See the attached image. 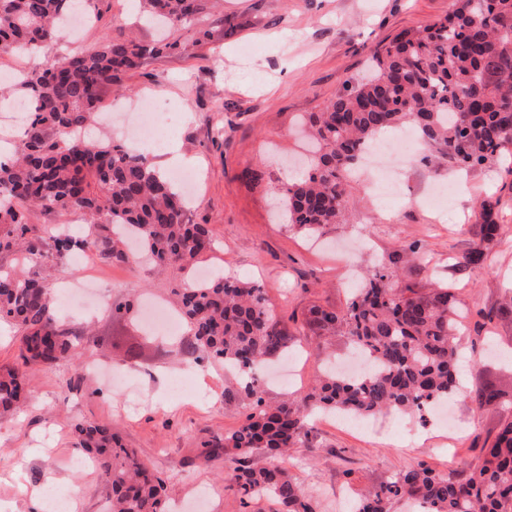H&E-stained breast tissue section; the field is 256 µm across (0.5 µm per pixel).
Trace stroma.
Listing matches in <instances>:
<instances>
[{
    "label": "stroma",
    "instance_id": "obj_1",
    "mask_svg": "<svg viewBox=\"0 0 512 512\" xmlns=\"http://www.w3.org/2000/svg\"><path fill=\"white\" fill-rule=\"evenodd\" d=\"M192 29L171 27L167 40L178 50L147 58L102 96L101 112L142 97L181 115L174 136L185 168L198 172L200 185L189 217L207 225L212 243L201 266L263 285L277 328L288 338L294 381L265 386L274 406L302 401L327 358L348 354L344 336H322L307 323L313 307L345 311L353 277L339 269L337 251L350 250L362 266H384L397 288L428 291L439 284L457 290L469 313L494 310L484 330L463 328L457 338L461 392L452 399L457 440L445 431L425 432L414 416L379 414L385 428L366 432L318 416L309 439L294 449L288 469L322 512H343L358 493L379 486L401 471L421 465L448 474L468 469L480 440L494 437L512 419V406L479 407L474 394L487 385L512 390V169L499 163L456 172L423 146L405 168L406 193L420 195L438 183L453 182L440 213L406 201H384L361 182L349 187V216L312 236L282 219L273 186L288 183L306 169L305 113L319 111L348 81L363 73L380 46L397 34L444 19L453 0H202ZM101 15L79 36L59 32L40 54H0V75L38 70L51 59L94 48L103 35L157 39L140 0H101ZM495 204L504 237L479 268L457 263L479 241L474 214ZM43 255L29 261L20 251L0 254V268L45 278L62 327L80 330L79 361L33 367L21 413L0 415V505L7 512H30L33 490L61 483L72 492L73 512H103L107 488L94 468L79 471L73 426L91 420L112 427L126 447L166 480L171 499L194 490L213 491L208 512H276L270 501L242 503L226 490L221 476L234 464L226 457L200 464L201 442L237 429L253 403L239 391L238 377L217 362L193 366L182 348L183 335L148 331L141 319L145 298L174 302V290L187 275L158 271L145 263L130 267L89 251L57 258L50 227L85 229L81 214L33 207L28 211ZM91 274L104 300L89 316L61 310L64 282ZM97 359L127 374L138 396L108 388L85 371ZM188 375L190 389L173 396L170 385Z\"/></svg>",
    "mask_w": 512,
    "mask_h": 512
}]
</instances>
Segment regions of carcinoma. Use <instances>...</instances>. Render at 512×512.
I'll use <instances>...</instances> for the list:
<instances>
[{
  "instance_id": "obj_1",
  "label": "carcinoma",
  "mask_w": 512,
  "mask_h": 512,
  "mask_svg": "<svg viewBox=\"0 0 512 512\" xmlns=\"http://www.w3.org/2000/svg\"><path fill=\"white\" fill-rule=\"evenodd\" d=\"M80 0H0V49L35 53L48 46ZM156 23L185 26L202 10L200 0H143ZM177 43L145 44L105 36L88 52L52 59L21 75L16 86L28 106L14 159L0 163V252L24 248L40 256L41 240L28 237V206L81 213L89 223L123 227L142 253L160 268H190L211 245L209 230L187 215L180 192L145 155L125 143L82 137L102 93L148 56ZM316 152L309 170L274 191L285 200L288 223L318 230L345 220L348 176L381 133L411 127L439 157L461 170L482 167L512 146V0H454L448 16L419 30H405L371 57L369 74L348 84L322 111L306 117ZM479 243L465 257L483 264L502 238L491 205L476 214ZM56 254L76 250L126 259L109 236L52 237ZM392 273L369 267L346 311L315 307L309 324L322 335L340 334L363 348L372 369L353 381L324 374L309 395L310 407L284 401L264 404L254 370L285 347L264 289L218 274L176 291V307L189 327L187 352L236 369L254 412L222 437L202 443V464L234 452L224 487L240 499L267 498L278 512H317L278 457L303 444L314 410L355 417L383 410L422 414L461 391L456 336L465 316L446 285L407 295L391 285ZM20 341L22 363L0 368V413L20 408L32 364L57 365L77 355L76 333L58 325L51 294L41 278L0 269V323ZM485 405L509 403L500 389L478 395ZM78 444L99 470L109 491L107 512H162L164 480L112 429L78 423ZM264 448L270 460H249ZM411 500L421 512H512V420L506 421L464 479L421 466L399 473L364 495L355 512H392Z\"/></svg>"
}]
</instances>
